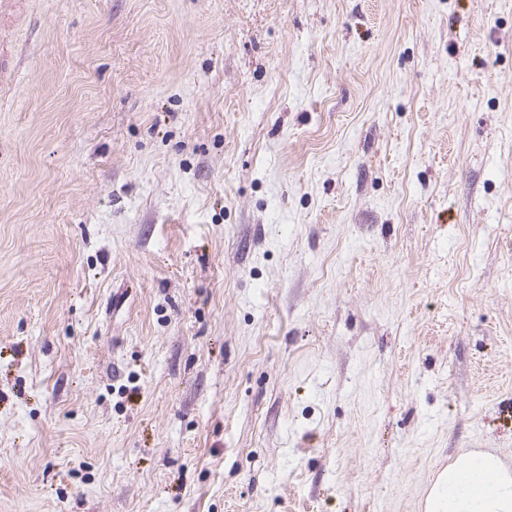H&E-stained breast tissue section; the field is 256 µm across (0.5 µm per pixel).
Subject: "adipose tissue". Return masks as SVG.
I'll list each match as a JSON object with an SVG mask.
<instances>
[{
	"label": "adipose tissue",
	"instance_id": "adipose-tissue-1",
	"mask_svg": "<svg viewBox=\"0 0 512 512\" xmlns=\"http://www.w3.org/2000/svg\"><path fill=\"white\" fill-rule=\"evenodd\" d=\"M423 512H512V466L488 452H463L437 474Z\"/></svg>",
	"mask_w": 512,
	"mask_h": 512
}]
</instances>
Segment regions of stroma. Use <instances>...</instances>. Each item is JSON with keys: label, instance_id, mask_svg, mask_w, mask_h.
<instances>
[{"label": "stroma", "instance_id": "1", "mask_svg": "<svg viewBox=\"0 0 512 512\" xmlns=\"http://www.w3.org/2000/svg\"><path fill=\"white\" fill-rule=\"evenodd\" d=\"M11 27L0 512H421L512 461V0Z\"/></svg>", "mask_w": 512, "mask_h": 512}]
</instances>
